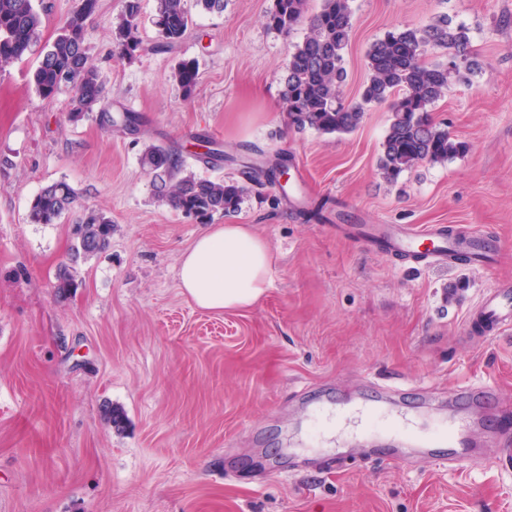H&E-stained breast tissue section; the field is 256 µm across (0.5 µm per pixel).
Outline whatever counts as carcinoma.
<instances>
[{
    "label": "carcinoma",
    "instance_id": "carcinoma-1",
    "mask_svg": "<svg viewBox=\"0 0 512 512\" xmlns=\"http://www.w3.org/2000/svg\"><path fill=\"white\" fill-rule=\"evenodd\" d=\"M96 9L97 0H81L53 42L43 48L32 74L36 92L47 103L62 89H69L72 113L77 118L104 100L100 75L84 45L85 22ZM306 12L307 0H275L268 15V24L287 34L308 21L307 35L290 54L282 81L281 94L291 126L314 128L323 134L350 133L362 122L368 105L391 100V122L379 163V172L388 181L422 162H444L467 150L465 143L453 139L429 116V108L445 94L460 69L422 61L427 47H445L453 50L452 58L465 62L467 72L480 69V61L469 50L465 28L438 19L387 33L368 50L370 78L359 101L346 103L341 88L347 79L344 50L352 31L350 0H322L318 13L308 18ZM139 18L140 0H122V10L112 24V41L122 56L132 57L142 49ZM191 23L185 0H156L154 24L160 45L176 46ZM40 27L41 16L34 0H0V66L23 60ZM174 78L184 95L192 96L198 79L196 62L180 61ZM196 142L207 149L195 155L197 161L210 164L223 158L222 150L211 148L213 141L209 138L199 136ZM141 165L162 202L200 221L218 212L235 211L245 190L233 181L201 178L185 171L180 154L160 146L148 147ZM77 198L78 193L68 182H53L35 196L28 219L32 224H56L71 211ZM112 230V220L95 211L83 223L74 225L69 264L56 277L59 294L67 295L79 287L77 267L109 246Z\"/></svg>",
    "mask_w": 512,
    "mask_h": 512
}]
</instances>
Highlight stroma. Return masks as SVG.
Masks as SVG:
<instances>
[{
    "mask_svg": "<svg viewBox=\"0 0 512 512\" xmlns=\"http://www.w3.org/2000/svg\"><path fill=\"white\" fill-rule=\"evenodd\" d=\"M140 3L144 48L128 58L112 48L122 0H98L84 43L105 100L79 119L69 91L36 93L39 52L0 68V512H512V467L493 449L512 442V330L466 332L483 295L512 282V0H351L345 101L369 79L374 41L440 16L482 63L431 107L467 151L394 183L378 171L387 104L346 134L289 125L282 77L307 28L270 27L274 0H226L220 14L186 0L192 24L171 51L156 45V0ZM183 59L198 65L189 99L173 76ZM105 111L139 125L105 126ZM199 134L230 161L197 162ZM152 144L245 186L212 221L251 225L271 248L272 284L253 306L209 312L182 294L181 258L205 226L155 196L140 163ZM259 157L286 160L287 186L250 181ZM59 180L78 192L74 211L30 223L35 195ZM93 209L112 219L110 245L59 297L72 226ZM339 224H446L499 249L485 267L425 268L338 238ZM474 386L499 414L463 471L438 448L387 455L380 436L337 458L307 417L310 400L415 389L424 435L446 425L447 399L470 412ZM106 402L121 429L102 422Z\"/></svg>",
    "mask_w": 512,
    "mask_h": 512,
    "instance_id": "stroma-1",
    "label": "stroma"
}]
</instances>
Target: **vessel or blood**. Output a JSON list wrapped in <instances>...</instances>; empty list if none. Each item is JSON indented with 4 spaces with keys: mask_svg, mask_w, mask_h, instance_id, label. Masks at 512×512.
<instances>
[{
    "mask_svg": "<svg viewBox=\"0 0 512 512\" xmlns=\"http://www.w3.org/2000/svg\"><path fill=\"white\" fill-rule=\"evenodd\" d=\"M338 234L362 243L367 249L388 256L429 266H454L459 255H467L469 264L482 265L495 252L497 242L480 233L450 231L447 225L434 224L421 230L393 224H340ZM470 330L479 338H488L512 329V283H504L491 289L480 306L468 317ZM391 400L373 405L361 403L355 410L364 432L374 430L377 419L389 420V444L391 447L421 448L425 442L411 430V421L405 414H394ZM434 440L449 446L448 463L464 469L469 459L463 449L472 442L467 425L454 421L442 426L433 435Z\"/></svg>",
    "mask_w": 512,
    "mask_h": 512,
    "instance_id": "b4317fda",
    "label": "vessel or blood"
}]
</instances>
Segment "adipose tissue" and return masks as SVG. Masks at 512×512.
Returning <instances> with one entry per match:
<instances>
[{
	"label": "adipose tissue",
	"instance_id": "1",
	"mask_svg": "<svg viewBox=\"0 0 512 512\" xmlns=\"http://www.w3.org/2000/svg\"><path fill=\"white\" fill-rule=\"evenodd\" d=\"M267 242L245 224H220L183 256L179 286L196 307L221 312L255 304L271 284Z\"/></svg>",
	"mask_w": 512,
	"mask_h": 512
}]
</instances>
